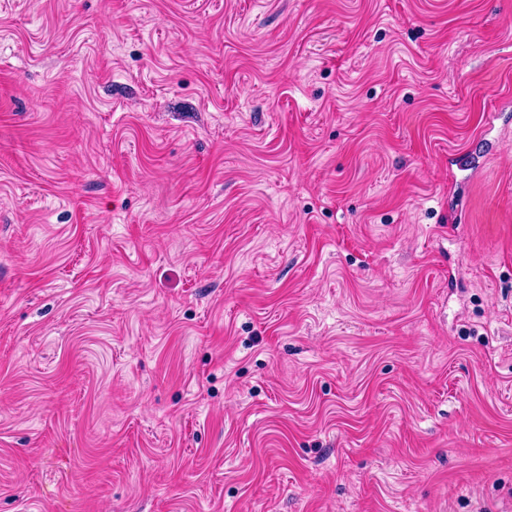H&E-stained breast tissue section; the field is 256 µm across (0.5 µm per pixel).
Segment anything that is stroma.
I'll use <instances>...</instances> for the list:
<instances>
[{
    "label": "stroma",
    "mask_w": 512,
    "mask_h": 512,
    "mask_svg": "<svg viewBox=\"0 0 512 512\" xmlns=\"http://www.w3.org/2000/svg\"><path fill=\"white\" fill-rule=\"evenodd\" d=\"M508 13L0 0V512H512Z\"/></svg>",
    "instance_id": "obj_1"
}]
</instances>
